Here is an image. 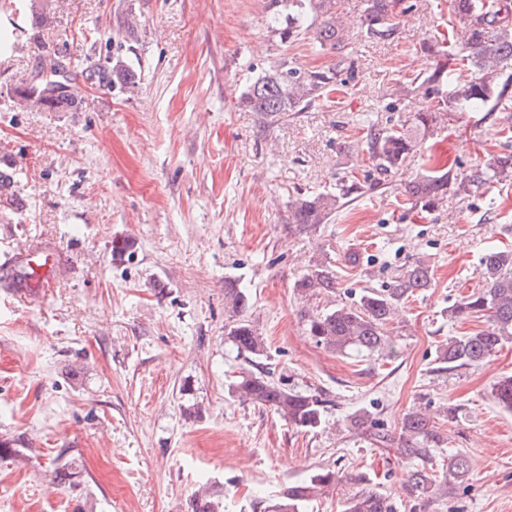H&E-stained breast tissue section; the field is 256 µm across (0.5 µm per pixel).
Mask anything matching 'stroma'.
Segmentation results:
<instances>
[{"label":"stroma","instance_id":"obj_1","mask_svg":"<svg viewBox=\"0 0 512 512\" xmlns=\"http://www.w3.org/2000/svg\"><path fill=\"white\" fill-rule=\"evenodd\" d=\"M34 5L0 0V33H23L0 56V171L18 198L0 205V263L51 246L63 270L32 293L0 279V442L28 451L0 460V512H191L202 486L224 512H264L317 469L337 481L306 512H342L362 486L396 512H512V413L491 397L512 374V341L481 368L435 370L442 341L485 327L448 310L483 288L487 250L512 249V179L449 191L421 213L402 206L421 173L464 177L511 153L512 107L449 114L384 177L366 143L369 127L429 106L402 84L431 66L422 42L453 25L446 0H401L392 42L368 41L363 0H341L354 81L268 128L239 106L244 86L283 59L324 69L337 57L311 33L281 43L266 0H52L38 29ZM51 49L103 81L82 83L75 112L18 109ZM119 61L133 83L112 84ZM346 177L362 184L357 199L316 229L290 228L289 200ZM416 260L432 284L390 327L396 357L341 355L307 336L294 284L311 265L336 273L327 308ZM228 278L247 292L273 368L327 399L322 427L298 431L229 393L240 361L224 336ZM415 406L449 413L437 477L450 455L472 463L447 493L410 492L408 463L346 425L362 410L391 429ZM64 448L83 464L74 490L53 474Z\"/></svg>","mask_w":512,"mask_h":512}]
</instances>
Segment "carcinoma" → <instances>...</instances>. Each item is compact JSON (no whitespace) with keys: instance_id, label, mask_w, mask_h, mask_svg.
Wrapping results in <instances>:
<instances>
[{"instance_id":"carcinoma-1","label":"carcinoma","mask_w":512,"mask_h":512,"mask_svg":"<svg viewBox=\"0 0 512 512\" xmlns=\"http://www.w3.org/2000/svg\"><path fill=\"white\" fill-rule=\"evenodd\" d=\"M362 28L374 41L400 38L395 9L398 0H364ZM449 12L466 32L464 42L423 44V51L434 62L426 75L413 80L414 90L431 100L433 105L413 114L412 122L397 128H369L366 142L377 173L386 175L402 166L414 154L426 137L433 133L447 112H464L486 106L491 101L509 99L512 81L503 79L504 67L512 60V0H448ZM267 10L275 23L282 43H292L303 32L316 30L321 46L339 54L336 64L327 69L309 70L284 61L257 75L239 95L240 105L256 113L265 125L280 122L290 112H302L338 84L347 85L354 79L353 63L342 54L344 25L338 0H267ZM56 68L46 69L42 61L43 88L30 86L22 91L17 105L26 110L67 112L77 108L80 98L76 91L78 75L73 73L57 53L48 54ZM465 61L473 72L465 76L457 64ZM501 181L512 176V153H503L487 164V171H476L458 185L479 183L487 176ZM452 177L448 171H430L404 188L407 210L432 208L447 198ZM362 185L353 179H343L334 193H319L298 197L288 203V223L303 228H315L327 223L331 215L344 204L356 199ZM485 287L463 297L450 309V317H478L486 327L479 332L450 336L438 350V371L482 367L502 345L512 340V250L487 251L482 258ZM430 270L416 260L400 270L384 288H366L358 301L334 304L320 311L304 314L307 335L317 344L340 354L356 350L368 355L389 358L394 345L388 334L389 325L415 292L429 287ZM295 288L310 300L336 289V274L331 266L317 262L297 281ZM249 298L234 280L224 281V324L228 343L243 359L229 384V392L261 407L270 408L289 425L301 431L321 426L326 400L321 395L297 391L274 378L271 369L262 368L268 359L267 345L262 334L246 315ZM491 396L503 410L512 412V375L497 380ZM351 430L373 443L391 447L397 456L415 465L412 491L419 494L443 492L445 488L430 474L427 463L434 449L445 442L436 422L424 411L412 408L403 414L398 427L388 430L365 412L354 413L349 420ZM471 469L470 460L453 455L448 472L454 479L465 476ZM55 478L76 488L81 485V471L70 459L54 469ZM335 481V473L319 470L299 483L287 487L265 507V512H305L316 492ZM193 512H224L220 495L207 490L195 495ZM343 512H394L387 496L362 488L347 497Z\"/></svg>"}]
</instances>
